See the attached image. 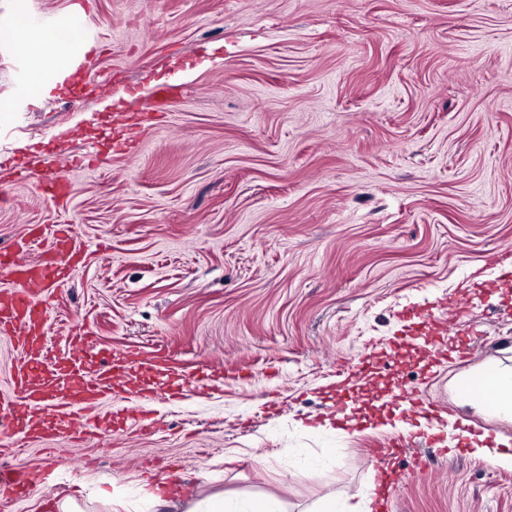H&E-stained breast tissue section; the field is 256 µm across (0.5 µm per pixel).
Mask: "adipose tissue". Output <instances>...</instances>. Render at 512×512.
Wrapping results in <instances>:
<instances>
[{"label": "adipose tissue", "instance_id": "obj_1", "mask_svg": "<svg viewBox=\"0 0 512 512\" xmlns=\"http://www.w3.org/2000/svg\"><path fill=\"white\" fill-rule=\"evenodd\" d=\"M8 38L28 63V77L37 88L38 99L53 97L65 81L64 61L71 55L73 39L57 40L43 28L13 23ZM456 394L461 404L479 406L512 419V368L492 369L459 382ZM187 512H288L284 499L276 494L232 498L217 493L194 501Z\"/></svg>", "mask_w": 512, "mask_h": 512}]
</instances>
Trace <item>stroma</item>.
Listing matches in <instances>:
<instances>
[{"label": "stroma", "mask_w": 512, "mask_h": 512, "mask_svg": "<svg viewBox=\"0 0 512 512\" xmlns=\"http://www.w3.org/2000/svg\"><path fill=\"white\" fill-rule=\"evenodd\" d=\"M21 10L97 49L37 104L0 38V247H89L44 298V346L66 362L81 327L102 358L135 355L101 414L136 403L162 427L22 447L7 466L53 480L0 512H46L76 481L81 512H136L161 463L193 476L164 512L270 492L313 512L386 467V512H512V469L467 435L372 455L401 434L402 389L512 445L454 390L512 367V0H0ZM159 82L180 93L155 114ZM438 300L470 314L427 356L406 311Z\"/></svg>", "instance_id": "35a3bbf8"}]
</instances>
